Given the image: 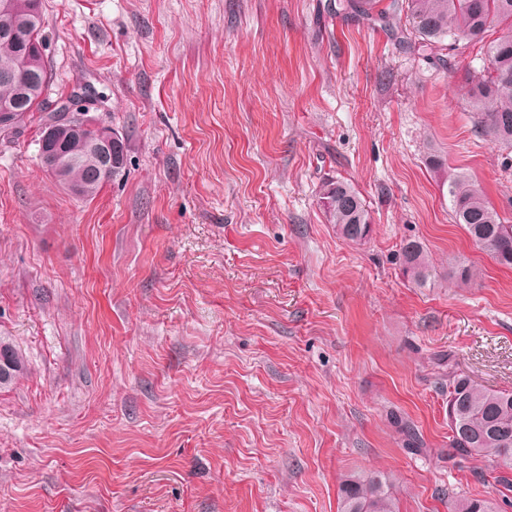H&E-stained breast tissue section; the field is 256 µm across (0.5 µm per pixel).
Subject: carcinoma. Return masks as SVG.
<instances>
[{"label": "carcinoma", "instance_id": "obj_1", "mask_svg": "<svg viewBox=\"0 0 512 512\" xmlns=\"http://www.w3.org/2000/svg\"><path fill=\"white\" fill-rule=\"evenodd\" d=\"M10 10L0 14V28L15 33L12 46H0V58L13 59L11 68H0V102H12L21 110V123L56 126L60 137L38 145L42 167L71 194L94 198L103 186L124 168L126 143L112 145V168L103 166L94 148V132L68 134L79 117L70 112L45 111L50 81L42 35V16L33 15V0H9ZM343 9L379 21L385 30L410 49L439 61L448 50V40L464 46H480L483 67L469 74L463 98L473 113L478 133L492 143L512 148V0H343ZM409 12L414 38L399 28L403 11ZM500 35L487 40L488 33ZM63 156L65 165L49 160ZM448 198L454 222L463 226L473 244L498 265L512 268V224H506L483 192L469 179L448 182ZM321 205L340 236L362 245L371 233L369 211L360 193L348 182L336 179L323 184ZM404 273L424 286L438 277L422 242L409 240L402 247ZM24 368L23 355L0 341V386L10 384ZM480 457L498 485L512 492V390L489 388L474 379L448 371V460ZM490 499L448 491V512H501ZM338 512H399L390 492V481L379 472L348 474L340 485Z\"/></svg>", "mask_w": 512, "mask_h": 512}]
</instances>
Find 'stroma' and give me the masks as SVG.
<instances>
[{
  "label": "stroma",
  "instance_id": "stroma-1",
  "mask_svg": "<svg viewBox=\"0 0 512 512\" xmlns=\"http://www.w3.org/2000/svg\"><path fill=\"white\" fill-rule=\"evenodd\" d=\"M42 11L47 103L85 91L128 159L80 199L37 125L0 140V338L25 358L0 389V512H337L342 476L374 470L400 512L498 498L483 459L448 461L449 371L512 390V269L441 191L467 177L512 224V149L462 97L481 51L438 65L334 0ZM336 177L363 245L318 203ZM409 239L436 282L404 277ZM320 202L330 224L340 236L362 245L371 233L369 211L360 193L347 181L337 179L323 184Z\"/></svg>",
  "mask_w": 512,
  "mask_h": 512
}]
</instances>
